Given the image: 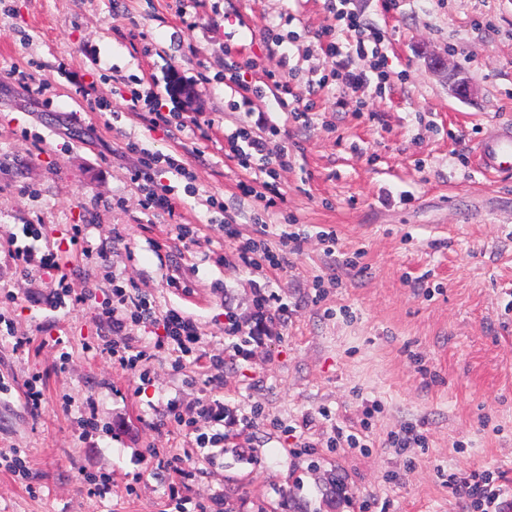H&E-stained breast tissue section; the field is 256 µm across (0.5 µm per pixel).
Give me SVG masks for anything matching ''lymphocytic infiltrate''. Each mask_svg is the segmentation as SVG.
I'll list each match as a JSON object with an SVG mask.
<instances>
[{
	"label": "lymphocytic infiltrate",
	"mask_w": 512,
	"mask_h": 512,
	"mask_svg": "<svg viewBox=\"0 0 512 512\" xmlns=\"http://www.w3.org/2000/svg\"><path fill=\"white\" fill-rule=\"evenodd\" d=\"M333 8L332 25L321 33V43L327 53L336 56V68L333 72L322 75L320 85L336 84L366 98L383 93L390 80L384 68L385 56L381 50L382 36L366 28L358 14L348 9V0H338ZM345 31L346 42H337V31ZM371 55L368 68L354 69L349 64L352 55ZM276 126H269L267 134H258L254 126L241 123L228 135L230 147L236 148L238 163L248 169L255 157H267L268 134L276 133ZM245 143V150H238V143ZM129 152L138 156V164L131 171V178L138 182L141 192L140 205L148 212L165 210L170 206L168 190L155 182L153 175L160 171L172 172L192 180L189 169L169 154L154 153L141 148L136 142H129ZM8 255L16 268L25 272H36L53 276L54 286L45 294L43 303L50 310L56 311L71 305L90 306L100 324L112 331L114 340L109 347L113 359L123 368L136 374L142 382H149L151 363L160 354L173 358L174 370H181L189 359L205 360L209 380H217L224 373L226 360H248L251 345L264 343L266 323L272 318L270 296L266 289H258L253 299L251 323H244L235 316H228L224 325L226 343L219 354L206 353L202 329L192 316L178 309H170L164 315H157L151 297L135 287H126L120 277L112 279L111 298L99 299L95 290L81 294L72 293L65 274L60 273L54 251L37 253L31 246H10ZM133 327L143 328L153 335L152 346H134L126 342L128 330ZM251 418L242 408L229 407L219 399L198 400L192 406H184L177 397L170 398L163 409L160 425L171 423L183 427L187 434L193 435L197 455L205 462H212L223 457L229 439L228 430L235 426H246ZM158 467L176 472L179 482L170 484L168 499L173 512H224L223 496H215L210 504H189L185 491L195 471L186 466L179 458L161 459ZM502 473L472 472L467 475H451L450 483L459 498L469 502L472 512H498V500L503 493Z\"/></svg>",
	"instance_id": "1"
}]
</instances>
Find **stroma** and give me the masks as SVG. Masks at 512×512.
Here are the masks:
<instances>
[{"mask_svg": "<svg viewBox=\"0 0 512 512\" xmlns=\"http://www.w3.org/2000/svg\"><path fill=\"white\" fill-rule=\"evenodd\" d=\"M350 7L383 36L391 73L363 109L336 85L308 84L335 66L319 42L330 0H0V242L42 225L39 245L59 251L74 291L106 293L122 276L158 311L194 316L209 350L224 347L226 312L249 317L257 289L277 308L267 344L226 363L218 381L198 364L173 371L165 356L145 384L112 360L90 308L35 305L50 278L19 272L0 249V287L16 295L0 298L15 329L0 336V375L11 382L0 393V452L19 449L29 468L25 481L0 470V512H163L173 474L141 455L189 450L180 427L156 425L175 396L259 410L231 432L223 462L200 465L190 483L192 502L220 494L229 512H467L450 474L503 470L512 480V171L486 174L474 156L486 130L512 123V0ZM228 45L254 62L248 82L267 71L289 81L307 120L225 86ZM434 56L447 69H432ZM452 72L472 96L449 91ZM141 85L184 127L151 128L132 95ZM259 114L280 129L270 158L288 154L277 170L283 200L270 208L245 194L261 177L224 139ZM130 141L193 172L190 192L157 173L171 211L142 210ZM227 216L242 237L275 244L295 232L303 242L280 269L247 268L219 228ZM74 224L85 225L86 246L106 249L105 265L68 250ZM180 224L200 225L198 239H178ZM18 335L45 345L14 350ZM59 335L64 348L49 346ZM36 373L45 403L35 415L24 393ZM90 415L104 431L86 438ZM365 419L368 448H330L333 427ZM407 425L423 445L392 447ZM300 440L309 448L297 456ZM84 469L106 476L109 493L88 494ZM323 470L340 471L342 493L319 484Z\"/></svg>", "mask_w": 512, "mask_h": 512, "instance_id": "1", "label": "stroma"}]
</instances>
